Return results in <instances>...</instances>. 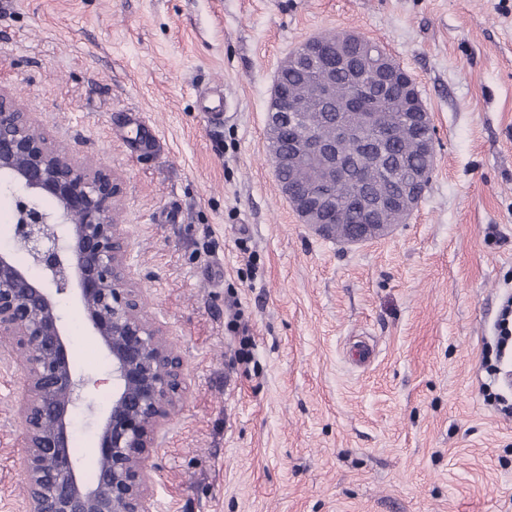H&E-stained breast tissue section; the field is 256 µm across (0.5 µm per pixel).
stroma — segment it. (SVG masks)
<instances>
[{
	"label": "stroma",
	"instance_id": "35a3bbf8",
	"mask_svg": "<svg viewBox=\"0 0 512 512\" xmlns=\"http://www.w3.org/2000/svg\"><path fill=\"white\" fill-rule=\"evenodd\" d=\"M328 30L383 46L436 132L421 201L362 244L301 223L267 149L281 63ZM0 90L123 181L143 308L187 368L153 512H512V414L481 390L512 292V0H7ZM60 316L88 474L109 360L73 297ZM21 376L0 362V512H25Z\"/></svg>",
	"mask_w": 512,
	"mask_h": 512
}]
</instances>
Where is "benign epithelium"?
<instances>
[{
  "mask_svg": "<svg viewBox=\"0 0 512 512\" xmlns=\"http://www.w3.org/2000/svg\"><path fill=\"white\" fill-rule=\"evenodd\" d=\"M364 38L346 34L326 51L328 64L319 81L323 104L338 110L321 136L306 107L287 104L282 87L273 85L270 105L288 107L268 128L271 141L288 132L293 148L273 150L274 172L306 163L319 165L321 185L310 188L277 181L281 194L304 224L323 230V187L345 180L348 166L339 152L354 143L380 164L381 153L367 148L364 127L345 122L342 113L356 108L357 97L336 95V70L348 69L362 95L382 80L383 72L409 94L417 116L429 122L410 75L390 61L378 45L366 46L362 71L349 69V49ZM432 176L429 168L405 177L403 195L422 198ZM0 185L14 199L11 216L14 250L0 251V338L8 340L0 356L21 358L23 393L17 405L20 447L28 479L26 512H151L153 475L148 461L155 437L187 389L183 357L163 328L141 304L140 288L128 265V242L114 216L122 182L111 170L90 167L60 152L30 113L0 92ZM366 223L355 224L347 240L376 238L375 213L396 207L392 196H361ZM23 253L21 266L14 253ZM76 289L78 305L92 335L111 360L112 398L98 426L96 475L78 471L72 449V410L83 398L70 345L61 327L59 296Z\"/></svg>",
  "mask_w": 512,
  "mask_h": 512,
  "instance_id": "obj_1",
  "label": "benign epithelium"
}]
</instances>
